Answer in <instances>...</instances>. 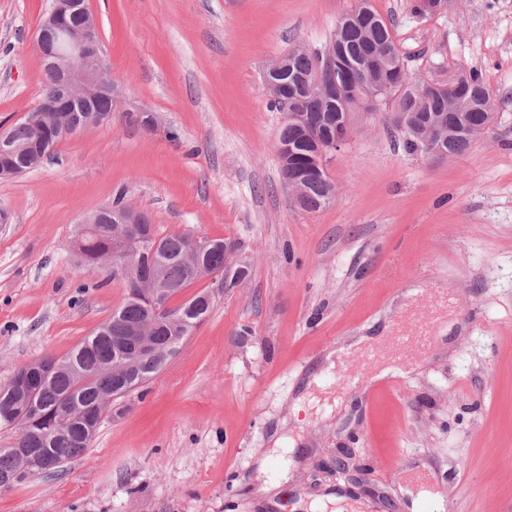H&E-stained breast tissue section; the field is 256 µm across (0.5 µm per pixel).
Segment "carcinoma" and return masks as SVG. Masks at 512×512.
<instances>
[{
	"mask_svg": "<svg viewBox=\"0 0 512 512\" xmlns=\"http://www.w3.org/2000/svg\"><path fill=\"white\" fill-rule=\"evenodd\" d=\"M375 56L380 66L371 75L374 90L385 112H402L411 121L435 123L444 133L453 134L448 149L455 155L465 154L472 140L454 133L465 123L477 128L485 123L494 108L493 99L484 85L481 73L469 71L459 88L463 101L473 106L454 109L448 106V94L440 91L425 98L415 93L411 85L419 84L409 72L398 73L400 53L394 38L392 23L386 21L368 4L360 0L355 10L346 14L336 25L330 40L322 47L303 52L292 47L286 54L290 70L304 86L317 85L329 76L331 61H336V83L356 84L364 79L358 64ZM278 96L270 99V107L287 111V101L295 89L283 77ZM309 109L321 118L340 112L353 111V104L336 97L329 102L313 98ZM280 142L288 143L300 152L303 164L315 150L311 138L290 120H285ZM334 181L328 175L312 179L302 210L317 212L330 204ZM143 227L159 241L157 250H143L140 256L146 278L170 286L173 292H183L203 281L198 266L219 272L224 277V240L214 239L217 248L196 251L192 235L186 232L158 235L146 214H141ZM123 248L112 232V214H104L100 230L85 235L77 243L80 265H95L113 261ZM210 287L198 290L184 303L185 320L165 323L151 329L149 322L154 308L134 298H124L112 316L98 326L70 354L61 357L66 365L40 378L30 390L20 391L12 381L0 385V426L16 431L10 448L0 450V491L8 490L26 475L40 473L31 449L47 448L60 463L82 456L93 436L84 432L88 424L98 426L102 417L112 410L108 397H121L143 385L157 374L168 358L153 355L142 343L177 351L192 330L211 311Z\"/></svg>",
	"mask_w": 512,
	"mask_h": 512,
	"instance_id": "cac0c4a2",
	"label": "carcinoma"
}]
</instances>
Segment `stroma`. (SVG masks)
Segmentation results:
<instances>
[{
	"label": "stroma",
	"mask_w": 512,
	"mask_h": 512,
	"mask_svg": "<svg viewBox=\"0 0 512 512\" xmlns=\"http://www.w3.org/2000/svg\"><path fill=\"white\" fill-rule=\"evenodd\" d=\"M52 0H0V128L42 97L32 36ZM111 123L0 179V384L61 357L126 290L69 247L123 198L159 233L236 241L249 279L219 295L165 367L112 403L81 458L0 492V512H512V0H371L413 76L475 69L496 101L463 156L408 152L382 112L352 120L332 204L293 207L283 113L264 75L358 0H89ZM157 118L145 131L128 112ZM426 325L417 367L371 381L360 337ZM354 451L336 471L338 449Z\"/></svg>",
	"instance_id": "obj_1"
}]
</instances>
